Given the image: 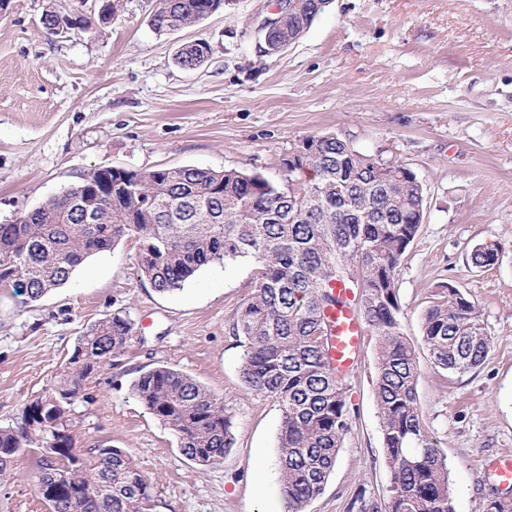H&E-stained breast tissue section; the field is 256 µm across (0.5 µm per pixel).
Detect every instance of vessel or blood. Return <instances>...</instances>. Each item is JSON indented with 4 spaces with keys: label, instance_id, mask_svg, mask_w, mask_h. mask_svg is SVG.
<instances>
[{
    "label": "vessel or blood",
    "instance_id": "b4317fda",
    "mask_svg": "<svg viewBox=\"0 0 512 512\" xmlns=\"http://www.w3.org/2000/svg\"><path fill=\"white\" fill-rule=\"evenodd\" d=\"M341 305L328 309L326 315L332 326L330 356L338 374L353 371L361 352L364 327L357 313V291L337 283L333 286Z\"/></svg>",
    "mask_w": 512,
    "mask_h": 512
}]
</instances>
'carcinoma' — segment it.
Listing matches in <instances>:
<instances>
[{
  "mask_svg": "<svg viewBox=\"0 0 512 512\" xmlns=\"http://www.w3.org/2000/svg\"><path fill=\"white\" fill-rule=\"evenodd\" d=\"M323 0H300L285 15L271 44L298 38L324 11ZM223 0H155L157 32L191 26ZM210 47L184 46L177 63L202 65ZM379 162L334 136L304 140L294 170L312 176L281 186L260 174L182 166L114 174L94 169L61 195L0 224V287L32 300L65 284L90 256L125 236L139 243L141 276L160 293L181 289L202 267L247 259L254 291L235 313L233 334L244 354L241 381L278 403L281 493L287 512H306L324 490L350 429L344 379L328 361L325 311L340 303L332 284L360 290L359 311L376 339L375 394L391 484L380 500L359 491L349 512H455L447 456L425 429L416 385L415 344L404 335L396 271L424 217V188L397 164L381 176ZM99 198L89 191L103 187ZM493 248H476L477 268L493 265ZM131 323L114 315L78 339L52 393L24 408L20 424L0 427V481L14 475L22 449L56 448L62 481L54 482L39 457L40 493L49 512H144L150 479L120 449L75 451L65 413L96 372L124 348ZM421 343L432 365L451 374L483 364L490 339L474 301L446 285L422 315ZM131 390L178 438L187 459L221 462L234 446L231 416L199 381L168 365L140 373Z\"/></svg>",
  "mask_w": 512,
  "mask_h": 512,
  "instance_id": "carcinoma-1",
  "label": "carcinoma"
}]
</instances>
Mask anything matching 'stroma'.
Segmentation results:
<instances>
[{
    "label": "stroma",
    "mask_w": 512,
    "mask_h": 512,
    "mask_svg": "<svg viewBox=\"0 0 512 512\" xmlns=\"http://www.w3.org/2000/svg\"><path fill=\"white\" fill-rule=\"evenodd\" d=\"M276 0H226L193 26L157 32L154 0H9L0 13V223L102 167L195 166L258 173L285 185L282 160L310 136L409 167L424 187V221L396 272L403 333L441 283L470 295L489 336L483 364L437 371L425 348L417 398L448 460L455 512H484L499 492L491 462L512 455V0H331L285 50L264 53L255 30ZM93 19L53 35L46 11ZM210 46L186 69V43ZM498 252L473 267L479 246ZM249 261L216 262L182 289L159 293L122 239L39 300L0 289V426L50 392L79 339L101 319L133 326L117 365L90 378L68 408L78 453L124 451L151 480L148 512H264L259 484L279 488L281 411L240 378L244 349L231 325L251 297ZM375 339L347 379L351 428L307 512H347L359 489L386 495L391 472L374 391ZM168 365L204 385L232 415L223 461L183 456L173 431L132 394L139 371ZM35 451L0 483V512H48Z\"/></svg>",
    "instance_id": "obj_1"
}]
</instances>
